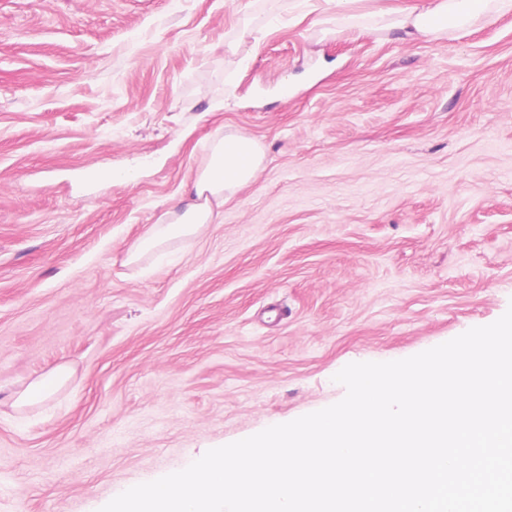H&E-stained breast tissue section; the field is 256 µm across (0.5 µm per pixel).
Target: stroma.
<instances>
[{"label": "stroma", "instance_id": "stroma-1", "mask_svg": "<svg viewBox=\"0 0 512 512\" xmlns=\"http://www.w3.org/2000/svg\"><path fill=\"white\" fill-rule=\"evenodd\" d=\"M428 3L0 0V512H99L512 305V12L343 20ZM227 131L254 181L128 262ZM70 375V369L66 364L58 365L50 374L32 381L19 392L15 406L23 408L47 399L69 379Z\"/></svg>", "mask_w": 512, "mask_h": 512}]
</instances>
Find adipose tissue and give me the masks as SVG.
Instances as JSON below:
<instances>
[{"label": "adipose tissue", "instance_id": "ef3b65f1", "mask_svg": "<svg viewBox=\"0 0 512 512\" xmlns=\"http://www.w3.org/2000/svg\"><path fill=\"white\" fill-rule=\"evenodd\" d=\"M512 11V0H430L428 6L414 11L402 6L386 14L392 28H413L426 36H443L449 29L464 28L473 19L492 13ZM265 150L262 143L240 132L216 136L210 143L205 165L176 201L165 220L151 225L130 248L129 262H139L147 254L171 241L200 235L207 225L217 223L215 204L250 182L262 167Z\"/></svg>", "mask_w": 512, "mask_h": 512}]
</instances>
